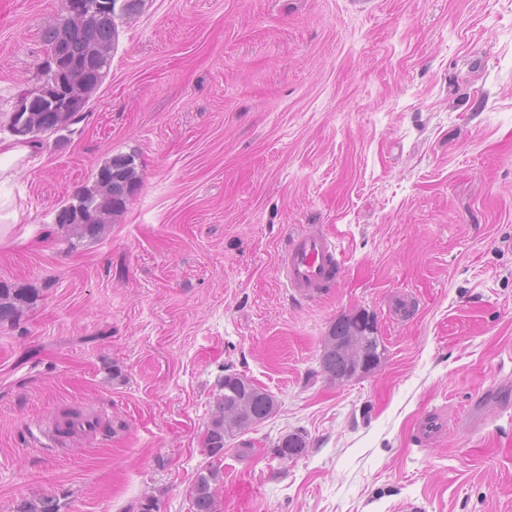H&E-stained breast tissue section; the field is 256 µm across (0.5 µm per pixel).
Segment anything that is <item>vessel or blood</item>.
<instances>
[{
  "mask_svg": "<svg viewBox=\"0 0 512 512\" xmlns=\"http://www.w3.org/2000/svg\"><path fill=\"white\" fill-rule=\"evenodd\" d=\"M343 255L332 237L298 230L290 234L279 257L280 274L294 293L311 299L324 290L335 288L342 272ZM445 421L438 413L423 415L413 437L420 445L434 442Z\"/></svg>",
  "mask_w": 512,
  "mask_h": 512,
  "instance_id": "vessel-or-blood-1",
  "label": "vessel or blood"
}]
</instances>
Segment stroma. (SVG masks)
Returning a JSON list of instances; mask_svg holds the SVG:
<instances>
[{
    "label": "stroma",
    "mask_w": 512,
    "mask_h": 512,
    "mask_svg": "<svg viewBox=\"0 0 512 512\" xmlns=\"http://www.w3.org/2000/svg\"><path fill=\"white\" fill-rule=\"evenodd\" d=\"M62 0H0V138L35 91ZM86 118L1 188L0 512H512V409L460 417L512 371V0H142L120 21ZM142 180L101 237L56 217L113 156ZM335 237L337 288L304 304L278 275L295 227ZM366 316L379 368L336 383L325 336ZM231 365L275 396L204 449ZM446 415L429 446L418 418ZM95 416L45 438L46 422ZM302 432L304 453L275 458ZM28 302L29 298L25 293L0 284V323L19 322ZM215 478L212 472L200 474L192 492V512H218L211 481Z\"/></svg>",
    "instance_id": "1"
}]
</instances>
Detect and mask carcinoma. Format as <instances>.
<instances>
[{
  "mask_svg": "<svg viewBox=\"0 0 512 512\" xmlns=\"http://www.w3.org/2000/svg\"><path fill=\"white\" fill-rule=\"evenodd\" d=\"M117 34L115 19L100 21L94 17L81 29L66 21L47 33L51 50L66 46L76 50L78 61L75 75L83 84L86 99L97 89L107 73ZM28 100L26 131L13 132V135L22 137L24 141H40L44 136L68 131L71 126L85 119L84 103L75 104L68 112H59L38 92L28 95ZM139 182L140 172L134 156L113 157L99 170L93 187L83 190L72 203L59 211L57 224L70 240L100 236L124 210ZM28 302L25 293L0 285V323L19 322ZM366 328L368 325L364 317L340 318L324 340L320 373L331 381L341 382L348 375L354 377L379 367L382 354L378 351L379 339L376 336L366 340L364 347L354 351L336 347V337ZM218 388L214 410L206 425L204 447L210 456L221 459L229 443L248 434L266 419L274 408L275 398L246 376L232 370L218 378ZM228 413L234 415L230 423L226 421ZM306 447L303 435L289 434L278 441L275 455L293 460L301 456ZM213 480L212 473L198 476L192 492V512H218L211 487ZM24 512H61V506L54 499H40L28 503Z\"/></svg>",
  "mask_w": 512,
  "mask_h": 512,
  "instance_id": "1",
  "label": "carcinoma"
}]
</instances>
